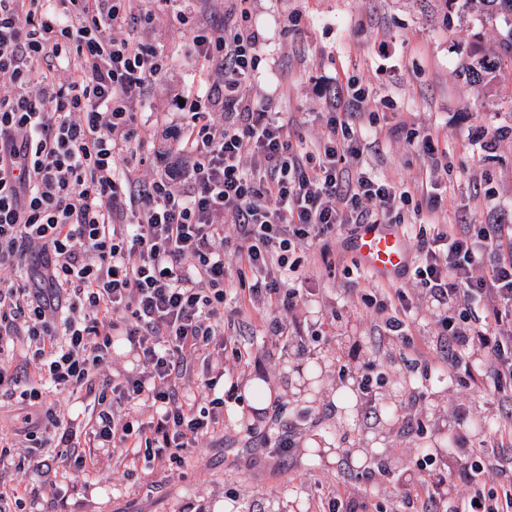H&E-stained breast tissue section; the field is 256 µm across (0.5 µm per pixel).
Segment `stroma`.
<instances>
[{
    "instance_id": "obj_1",
    "label": "stroma",
    "mask_w": 512,
    "mask_h": 512,
    "mask_svg": "<svg viewBox=\"0 0 512 512\" xmlns=\"http://www.w3.org/2000/svg\"><path fill=\"white\" fill-rule=\"evenodd\" d=\"M230 7L229 0L187 5L171 0L154 8L137 0L135 14L150 10L154 18L148 24L138 19L131 35L163 47L170 58L167 72L152 79L138 106L144 148L158 144L176 120V95L202 92L216 82L191 49L193 33L179 25L177 12L189 10L195 21L216 26ZM241 10L244 24L262 34L252 96L305 142L324 135L329 92L364 88L368 105L361 132L367 146L360 165L365 171L408 190L419 175L432 174L445 199L438 223L454 224L462 216L471 224L512 220V58L502 57L485 85L459 75L462 50L499 51L503 29L470 14L445 23L428 0H243ZM426 136L438 142L439 168H432L420 148ZM357 230L345 224L337 231L331 242L335 268H327L318 247L310 248L302 285L313 298L296 316H282L271 305H246L238 315L255 351L240 381L263 382L269 402L286 395L273 429L295 438L298 448L290 463L262 452L261 435L246 433L259 408L245 393L226 404L223 425L184 463L156 469L154 487L128 476V464L116 455L100 456L96 475L88 477L73 472L52 448L42 449L41 456L56 470L55 484L27 468L0 471V485L23 490L28 512H40L54 498L61 512H315L319 498L335 492L339 469L347 468L374 474L373 493L360 498L358 512H375L379 504L396 512L392 478L379 471V463L390 461L396 448L435 446L441 432L432 424L420 433L408 430L400 416L365 421L359 410L341 405L359 394L350 381L338 378L337 358L375 333L372 318L347 291L381 283L360 268L349 249ZM277 316L285 329L274 342L266 324ZM315 330L320 340L305 356H295L290 338ZM307 371L317 378L309 396L302 381ZM314 439L327 448L366 447L371 461L328 463L314 455Z\"/></svg>"
}]
</instances>
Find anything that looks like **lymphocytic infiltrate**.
<instances>
[{
	"label": "lymphocytic infiltrate",
	"instance_id": "f902f5d3",
	"mask_svg": "<svg viewBox=\"0 0 512 512\" xmlns=\"http://www.w3.org/2000/svg\"><path fill=\"white\" fill-rule=\"evenodd\" d=\"M132 2L0 0V269L14 273L0 280V396L39 408L24 430L33 447L60 449L82 472L118 449L146 481L156 462L181 463L210 436L236 397L253 352L226 332L228 303L292 312L307 301L293 285L296 253L323 241L335 267L326 241L337 227L432 216L440 199L432 180L416 205L360 168L364 93L329 111L315 152L305 151L255 106L248 84L261 35L231 12L221 29L199 25L192 38L222 91L186 98L172 148L143 178L129 162L136 106L169 56L125 37ZM416 239L414 288L355 296L412 375L436 372L477 387L488 405L512 404V252L502 251L512 224H435ZM424 302L436 320L421 344L409 320ZM116 336L138 364L106 376ZM17 355L35 371L13 368ZM338 375L356 386L365 417L381 412L390 374L373 349ZM49 388L91 396L88 422L44 409ZM468 414L459 403L448 420L460 474L427 448L397 467L421 512H512V479L492 464L495 447L512 443V418L475 444Z\"/></svg>",
	"mask_w": 512,
	"mask_h": 512
}]
</instances>
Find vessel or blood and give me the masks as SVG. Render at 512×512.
Listing matches in <instances>:
<instances>
[{"label": "vessel or blood", "mask_w": 512, "mask_h": 512, "mask_svg": "<svg viewBox=\"0 0 512 512\" xmlns=\"http://www.w3.org/2000/svg\"><path fill=\"white\" fill-rule=\"evenodd\" d=\"M351 249L365 270L383 279L400 274L409 262L404 232L397 224L360 225Z\"/></svg>", "instance_id": "b4317fda"}]
</instances>
